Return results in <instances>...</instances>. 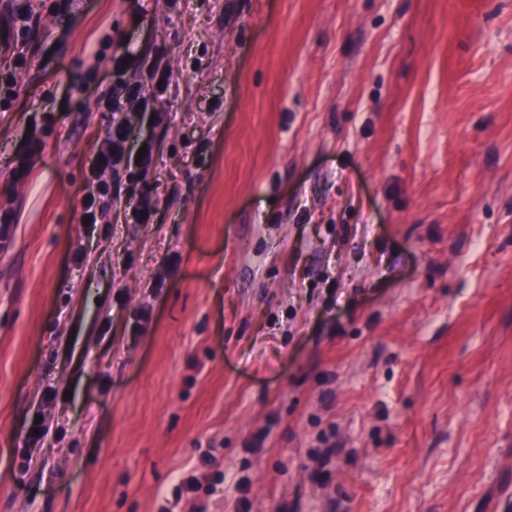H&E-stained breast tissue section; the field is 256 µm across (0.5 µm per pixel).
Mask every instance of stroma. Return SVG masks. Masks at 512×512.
Returning <instances> with one entry per match:
<instances>
[{"instance_id":"35a3bbf8","label":"stroma","mask_w":512,"mask_h":512,"mask_svg":"<svg viewBox=\"0 0 512 512\" xmlns=\"http://www.w3.org/2000/svg\"><path fill=\"white\" fill-rule=\"evenodd\" d=\"M10 2L0 512H512V0ZM128 129L125 122L111 123L106 131L105 147L95 156L92 162V174L95 178L107 170L117 168L126 163V143ZM44 151V143L39 140L30 142L25 150L16 157L13 176L16 180L26 179L40 160Z\"/></svg>"}]
</instances>
